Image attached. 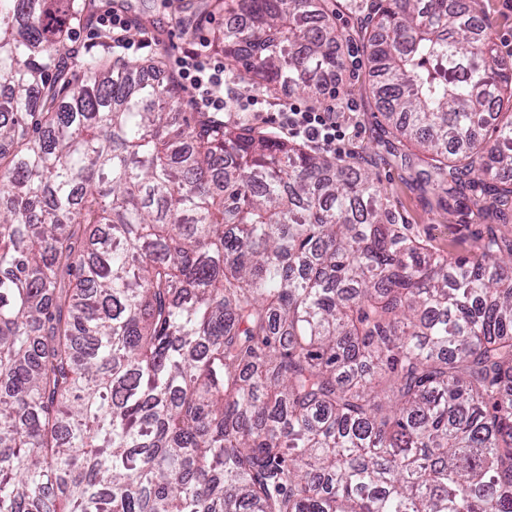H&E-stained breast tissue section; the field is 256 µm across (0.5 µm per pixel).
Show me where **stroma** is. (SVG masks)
Wrapping results in <instances>:
<instances>
[{
	"label": "stroma",
	"instance_id": "obj_1",
	"mask_svg": "<svg viewBox=\"0 0 512 512\" xmlns=\"http://www.w3.org/2000/svg\"><path fill=\"white\" fill-rule=\"evenodd\" d=\"M207 0H95L92 19L77 25L68 41L74 60L90 53H110L114 57L144 59L163 50L176 59L182 49L199 41H211L214 32L224 28L230 16L207 8ZM371 0H337L336 26L346 36L350 52L339 72L341 87L354 106L350 122L355 127L352 155L368 168L374 181L389 198L406 233L424 240L434 251L456 256L473 254L480 237L477 206L471 196L459 197L450 209L437 207L430 194L418 185L423 165L410 151L383 132L384 120L369 91L372 72L367 51L357 30L370 12ZM480 8L495 41L499 63L512 66V7L505 0H481ZM112 9L125 11L133 24L128 37L131 50L108 48L101 39L91 38L94 16ZM158 41L140 48L145 33ZM231 111L224 115L228 125L274 132V99L264 87L250 90L231 85Z\"/></svg>",
	"mask_w": 512,
	"mask_h": 512
}]
</instances>
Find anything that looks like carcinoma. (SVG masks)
I'll list each match as a JSON object with an SVG mask.
<instances>
[{"label":"carcinoma","mask_w":512,"mask_h":512,"mask_svg":"<svg viewBox=\"0 0 512 512\" xmlns=\"http://www.w3.org/2000/svg\"><path fill=\"white\" fill-rule=\"evenodd\" d=\"M0 0V512H512V68L470 0H373L387 133L471 257L357 162L186 117L163 54ZM331 0H236L237 77L315 99Z\"/></svg>","instance_id":"carcinoma-1"}]
</instances>
